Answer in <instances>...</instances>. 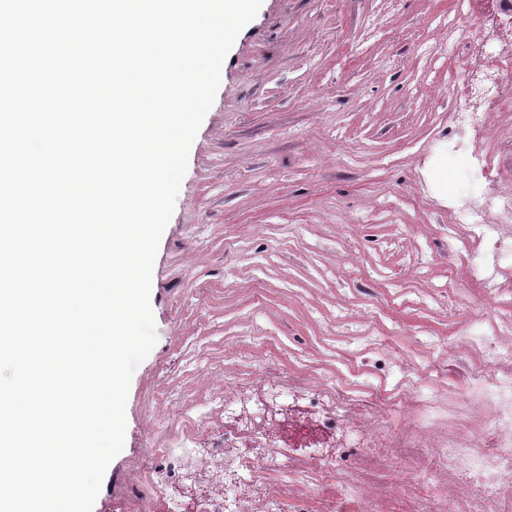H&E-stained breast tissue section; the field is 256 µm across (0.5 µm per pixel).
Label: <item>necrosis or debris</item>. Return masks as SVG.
Returning a JSON list of instances; mask_svg holds the SVG:
<instances>
[{
  "label": "necrosis or debris",
  "mask_w": 512,
  "mask_h": 512,
  "mask_svg": "<svg viewBox=\"0 0 512 512\" xmlns=\"http://www.w3.org/2000/svg\"><path fill=\"white\" fill-rule=\"evenodd\" d=\"M464 64L492 79L484 112L468 87L453 111L448 149L481 187L455 196L448 253L476 252L467 276L499 308L463 336L411 337L413 359L368 337L355 348L375 364L345 373L241 368L156 425L128 512H512V189L465 143L485 112L512 109V52L479 39Z\"/></svg>",
  "instance_id": "obj_1"
}]
</instances>
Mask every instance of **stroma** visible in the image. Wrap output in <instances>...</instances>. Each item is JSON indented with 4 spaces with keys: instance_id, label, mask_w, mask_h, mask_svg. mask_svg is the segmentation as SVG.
<instances>
[{
    "instance_id": "obj_1",
    "label": "stroma",
    "mask_w": 512,
    "mask_h": 512,
    "mask_svg": "<svg viewBox=\"0 0 512 512\" xmlns=\"http://www.w3.org/2000/svg\"><path fill=\"white\" fill-rule=\"evenodd\" d=\"M476 31L455 0H262L225 58L189 150L153 266L157 343L131 378L123 450L93 512H124L155 420L224 374V346L265 336L318 364L340 336H453L448 298V135L462 84L483 85L460 48ZM356 288L383 289L360 301Z\"/></svg>"
}]
</instances>
